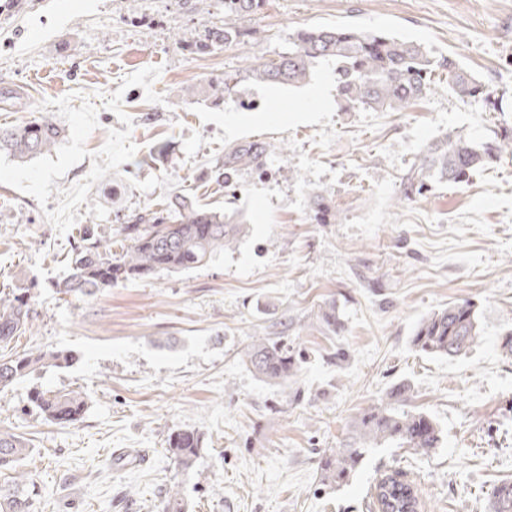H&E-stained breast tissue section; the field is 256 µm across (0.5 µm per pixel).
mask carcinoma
<instances>
[{
    "mask_svg": "<svg viewBox=\"0 0 512 512\" xmlns=\"http://www.w3.org/2000/svg\"><path fill=\"white\" fill-rule=\"evenodd\" d=\"M266 0H224V27L208 29L194 41V49L208 54L221 47L238 46L251 35L250 24L263 14ZM320 62L332 65L336 97L344 111L404 112L432 91L435 77H448V89L461 99L480 100L487 112L502 111L498 90L482 81L450 55L436 56L425 47L390 33L356 27H307L288 36V51L274 59L256 58L246 67L224 72L203 91L221 100L231 97L246 82L295 86L307 81ZM65 137L64 130L46 117L0 129V152L22 162L52 150ZM267 146L250 141L224 150V164L215 179L239 169L259 170ZM512 156V131L499 140L482 142L452 131L430 141L402 181L404 198L420 195L434 183L460 185L503 156ZM310 220L333 224L336 211L323 195L310 197ZM245 225L234 213L208 208L187 193L177 192L160 207L127 214L116 229V239H105L94 224H82L69 258V275L57 288L60 293L82 298L160 270L177 272L208 264L218 253L240 240ZM34 292L19 288L0 297V348L23 335L35 315ZM318 319L329 331L340 327L336 303L319 308ZM481 336L479 312L464 299L431 312L411 336L414 349L432 357L454 358L474 346ZM302 353L283 340L257 337L247 346L244 361L263 380L286 385L299 371ZM71 354L61 349H38L0 359V388L46 368L69 365ZM411 385L403 380L381 401L365 409L343 448L322 456L319 478L323 485L341 489L349 485L374 448L386 444L427 454L442 445V430L428 414L404 411L397 404L408 399ZM31 402L55 424L79 422L86 408L84 396L37 390ZM167 451L178 468L196 466L201 434L185 428L169 435ZM25 437L0 430V471L16 472L11 483L0 485V512H32L34 478L18 467L30 454ZM372 505L379 512H420L416 486L399 471L379 476L371 488ZM163 512H187L180 492L169 489ZM490 512H512V481L503 480L490 493Z\"/></svg>",
    "mask_w": 512,
    "mask_h": 512,
    "instance_id": "carcinoma-1",
    "label": "carcinoma"
}]
</instances>
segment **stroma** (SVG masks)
<instances>
[{"mask_svg": "<svg viewBox=\"0 0 512 512\" xmlns=\"http://www.w3.org/2000/svg\"><path fill=\"white\" fill-rule=\"evenodd\" d=\"M223 24L224 0H18L0 12V128L44 116L65 130L27 163L0 154V292H37L7 352L74 357L0 391V428L32 446L33 512H162L173 485L187 512H369L389 470L414 480L424 512H489L492 486L512 480V156L409 200L401 183L447 132L512 129V0H268L244 46L191 51ZM346 24L456 56L502 93V111L439 78L408 111L345 112L324 65L301 87L180 95L241 56L275 58L295 30ZM253 140L268 148L262 169L219 186L225 147ZM160 142L168 153L153 157ZM178 189L243 217L235 248L84 300L57 293L78 225L112 236ZM314 193L335 223L310 221ZM463 299L478 307V343L453 359L416 352L419 322ZM327 301L342 316L334 333L316 319ZM256 336L303 350L288 385L245 364ZM403 379L406 410L431 415L442 447L378 448L348 486L322 485L321 456ZM37 389L81 392L83 418L46 422L29 402ZM187 427L202 448L184 473L166 440Z\"/></svg>", "mask_w": 512, "mask_h": 512, "instance_id": "obj_1", "label": "stroma"}]
</instances>
